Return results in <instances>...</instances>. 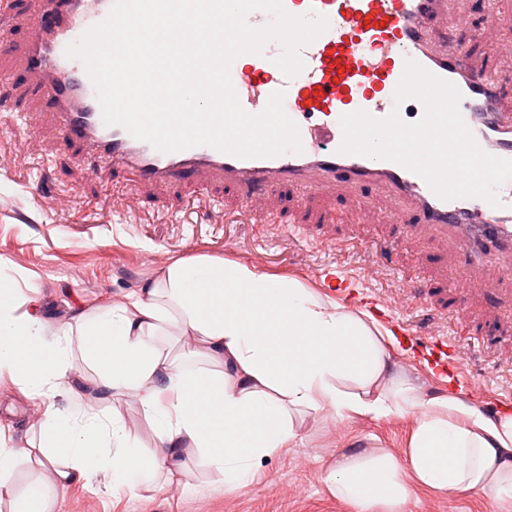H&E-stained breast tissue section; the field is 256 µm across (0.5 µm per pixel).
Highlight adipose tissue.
Segmentation results:
<instances>
[{
  "label": "adipose tissue",
  "instance_id": "obj_1",
  "mask_svg": "<svg viewBox=\"0 0 512 512\" xmlns=\"http://www.w3.org/2000/svg\"><path fill=\"white\" fill-rule=\"evenodd\" d=\"M395 344L370 314L243 262L179 259L67 319L44 315L0 260V380L42 403L26 447L0 427V512H51L53 492L93 480L132 493L149 472L187 491L189 460L232 494L295 447L311 413L415 419L405 457L367 448L328 470L329 492L352 512H406L421 487L483 492L492 512L512 505V410L489 417L455 390L423 393L397 377ZM79 362L92 379L57 405ZM126 399L150 450L115 409ZM24 460L41 475L21 487Z\"/></svg>",
  "mask_w": 512,
  "mask_h": 512
}]
</instances>
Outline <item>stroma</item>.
I'll list each match as a JSON object with an SVG mask.
<instances>
[{
  "label": "stroma",
  "mask_w": 512,
  "mask_h": 512,
  "mask_svg": "<svg viewBox=\"0 0 512 512\" xmlns=\"http://www.w3.org/2000/svg\"><path fill=\"white\" fill-rule=\"evenodd\" d=\"M497 22H488L476 0H458L447 26L469 20L473 61L512 73V0H494ZM299 193L282 189L242 210L223 184L180 181L137 189L133 174L97 168L78 146L61 141L37 96L14 73L0 48V259L28 277L48 315L110 303L139 288L176 258L199 256L247 263L258 271L319 289L323 268L342 267L354 278L352 308L378 297L396 319L417 330L399 336L393 360L399 373L429 392L463 389L486 415L512 407V283L496 293L449 294L446 312L407 299L420 278L459 283L472 276L495 282L496 266L470 269L446 242L426 235L407 241L388 198L373 196L358 207L345 196L318 197L297 205ZM477 313L473 323L455 316ZM447 337L465 373L435 365L424 345ZM413 416L306 418L296 447L264 460L260 479L234 494L210 486L195 470L196 491L139 478L136 493L109 494L98 483L56 492L54 512H351L325 485L328 470L353 448H382L404 457ZM410 512H489L483 493L436 494L421 488Z\"/></svg>",
  "instance_id": "35a3bbf8"
}]
</instances>
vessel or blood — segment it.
I'll return each mask as SVG.
<instances>
[{
    "mask_svg": "<svg viewBox=\"0 0 512 512\" xmlns=\"http://www.w3.org/2000/svg\"><path fill=\"white\" fill-rule=\"evenodd\" d=\"M113 0H0L12 11L18 37L6 41L17 52V68L51 115L61 139L76 144L109 169L132 173L152 188L177 179L224 183L242 207L288 186L305 196L378 189L398 205L396 220L414 229L446 235L470 264L512 255V180L497 189L499 206L469 197L444 200L426 181L386 159L340 153L342 115L359 110L377 119L394 108V94L406 60L453 83L459 109L486 153L512 159V95L505 74L473 65L469 45L439 23L452 0H283L294 16H326L328 29L303 46V70L287 77L275 65L279 43L246 67L232 66L231 80L243 109L261 113L277 91L297 125L301 153L239 158L207 145L161 152L106 125L95 87L81 59L68 46L108 15Z\"/></svg>",
    "mask_w": 512,
    "mask_h": 512,
    "instance_id": "vessel-or-blood-1",
    "label": "vessel or blood"
}]
</instances>
